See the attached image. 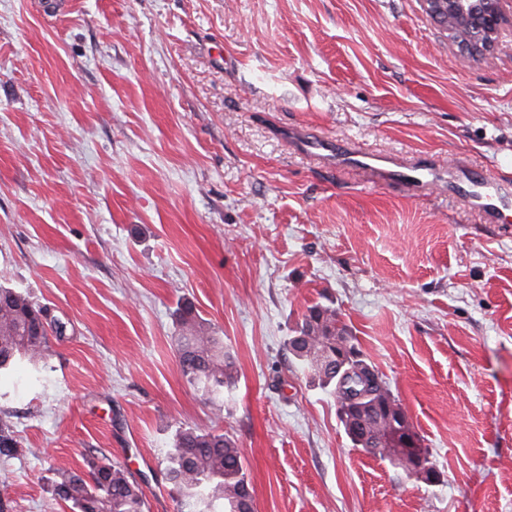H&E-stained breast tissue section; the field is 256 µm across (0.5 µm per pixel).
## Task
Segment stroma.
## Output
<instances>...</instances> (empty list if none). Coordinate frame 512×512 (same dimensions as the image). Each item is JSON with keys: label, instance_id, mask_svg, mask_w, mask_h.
<instances>
[{"label": "stroma", "instance_id": "obj_1", "mask_svg": "<svg viewBox=\"0 0 512 512\" xmlns=\"http://www.w3.org/2000/svg\"><path fill=\"white\" fill-rule=\"evenodd\" d=\"M0 0V285L68 321L0 376V512H70L95 456L178 512L177 430H218L255 512H512V223L295 152L299 127L512 177V35L460 56L424 0ZM219 329L223 409L178 362ZM335 310L440 480L355 448L288 342ZM180 327L178 358L183 378L205 400L224 401V387L234 383L232 357L224 353V338L211 323L200 317L194 305L181 302L176 310Z\"/></svg>", "mask_w": 512, "mask_h": 512}]
</instances>
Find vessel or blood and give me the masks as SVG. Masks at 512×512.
<instances>
[{"label":"vessel or blood","mask_w":512,"mask_h":512,"mask_svg":"<svg viewBox=\"0 0 512 512\" xmlns=\"http://www.w3.org/2000/svg\"><path fill=\"white\" fill-rule=\"evenodd\" d=\"M295 148L319 159L327 166L343 170H364L382 180L395 181L409 190L435 186L463 203L470 211L496 224L512 212V180L489 176L482 171L456 163L442 168L397 156L369 152L335 138L309 137L290 130Z\"/></svg>","instance_id":"vessel-or-blood-1"}]
</instances>
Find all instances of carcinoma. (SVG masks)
I'll list each match as a JSON object with an SVG mask.
<instances>
[{
    "mask_svg": "<svg viewBox=\"0 0 512 512\" xmlns=\"http://www.w3.org/2000/svg\"><path fill=\"white\" fill-rule=\"evenodd\" d=\"M176 317L182 376L205 400L214 403L224 397V388L235 379L234 361L224 352V337L189 301L178 305ZM67 331V323L51 315L49 308L36 306L14 289L0 286V371L23 360L37 365L49 337L62 341ZM338 346L344 349L352 372L345 383L322 371L312 359L314 354L333 357ZM289 348L320 386L334 387L342 406L369 382L379 395H390L379 372L360 358L334 310L309 307L298 335L289 339ZM18 448L13 431L0 424V458L15 457ZM417 453L422 467L408 470L407 475L427 484L436 482L439 474L426 449L419 447ZM163 474L179 494L180 512H254L244 460L235 443L216 430L177 431ZM53 497L72 512H146L144 493L125 467L95 457L86 459L83 473L58 472Z\"/></svg>",
    "mask_w": 512,
    "mask_h": 512,
    "instance_id": "carcinoma-1",
    "label": "carcinoma"
}]
</instances>
